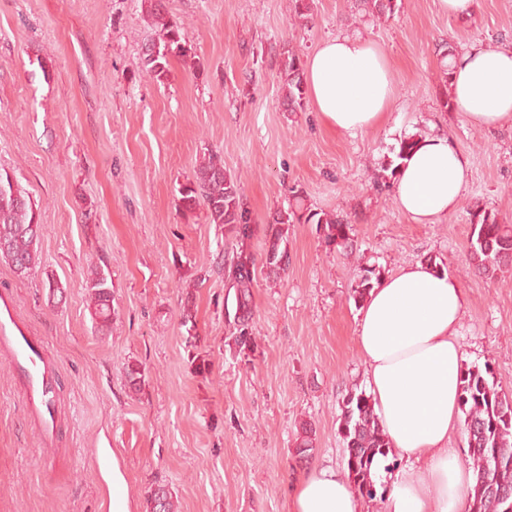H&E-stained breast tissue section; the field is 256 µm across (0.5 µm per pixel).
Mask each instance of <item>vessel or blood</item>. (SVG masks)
I'll return each mask as SVG.
<instances>
[{"mask_svg": "<svg viewBox=\"0 0 512 512\" xmlns=\"http://www.w3.org/2000/svg\"><path fill=\"white\" fill-rule=\"evenodd\" d=\"M0 355L25 391L31 418L44 440L55 435L56 381L54 363L42 344L19 320L11 303L0 306Z\"/></svg>", "mask_w": 512, "mask_h": 512, "instance_id": "1", "label": "vessel or blood"}]
</instances>
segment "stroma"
Listing matches in <instances>:
<instances>
[{
	"mask_svg": "<svg viewBox=\"0 0 512 512\" xmlns=\"http://www.w3.org/2000/svg\"><path fill=\"white\" fill-rule=\"evenodd\" d=\"M162 13L181 25L189 54L170 57L156 79L142 65L157 38L146 0H0V173L44 226L35 270L19 274L0 258V295L59 366L47 444L0 360V512H112L116 466L129 512H147L157 483L177 512H290L295 479L346 470L343 400L367 388L351 296L366 266L386 277L430 259L452 275L465 296L464 365H491L512 394V270L477 276L466 251L468 204L512 224V124L478 128L443 109L436 49L442 40L460 51L512 47V0H478L465 22L438 0H397L382 19L355 0H313L305 19L294 0H162ZM353 32L389 58L386 123L350 136L312 103L285 111L284 51L304 61ZM434 131L456 142L470 179L440 223L413 224L378 183L380 162L400 138ZM211 153L256 221L255 255L294 188L309 209L347 217L354 244L346 252L315 225H289L286 274L256 270L247 357L224 313V258L236 241L204 210L184 211L178 192ZM94 268L112 279L104 328L88 305ZM51 279L61 295L50 296ZM304 424L314 438L305 461L296 454Z\"/></svg>",
	"mask_w": 512,
	"mask_h": 512,
	"instance_id": "1",
	"label": "stroma"
}]
</instances>
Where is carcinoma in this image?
<instances>
[{"instance_id":"1","label":"carcinoma","mask_w":512,"mask_h":512,"mask_svg":"<svg viewBox=\"0 0 512 512\" xmlns=\"http://www.w3.org/2000/svg\"><path fill=\"white\" fill-rule=\"evenodd\" d=\"M363 6L374 15L381 16L395 10L394 0H363ZM150 14L158 26V43L146 47L144 67L155 77L164 74L170 55L187 54L182 41L181 27L167 21L155 4ZM284 81L287 87L288 111L302 108L305 95V77L298 56L287 52L283 60ZM415 137H407L389 149L390 156L381 163L382 185L396 177L399 161L413 149ZM182 208L192 212L200 207L207 211L209 222L227 228L239 248L224 261V272L229 287L234 289L236 329L234 341L239 352L253 350L252 337V284L255 278L256 258L246 247L253 235L252 217L243 203L236 182L224 173V162L208 158L197 169L194 178L179 188ZM292 203L288 212L278 214L266 226L267 247L262 265L276 272L288 270V251L282 247L286 241V225L295 221L317 225L323 239L332 245L348 248L352 240L348 235V221L325 212H312L302 207V191L291 189ZM471 232L468 237V254L475 270L486 276L512 266V224H504L498 213L479 206L472 207ZM42 225L35 220L30 199L14 189L10 178L0 176V256L7 258L13 267L22 272L36 264L34 244ZM381 280L380 272L371 267L360 269L356 288L352 289L356 303L364 301L372 288ZM89 302L98 324L105 327L112 321V287L100 270L92 272L88 283ZM459 407L464 415L468 448L476 475L475 484L467 494V512H512V396L498 390L492 368L485 365L463 370ZM340 433L346 444V470L355 491L373 496L372 465L377 457L386 458L391 452L390 443L372 402L365 393L350 392L344 401L340 418ZM312 430L302 428L296 453L302 459L312 455ZM150 512H176L171 491L158 484L148 495Z\"/></svg>"}]
</instances>
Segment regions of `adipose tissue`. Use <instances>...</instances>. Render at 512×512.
<instances>
[{
    "mask_svg": "<svg viewBox=\"0 0 512 512\" xmlns=\"http://www.w3.org/2000/svg\"><path fill=\"white\" fill-rule=\"evenodd\" d=\"M309 97L329 126L346 133L384 124L393 106L389 60L374 42L342 35L324 41L306 63ZM452 100L473 125L512 121V48L475 46L453 60ZM468 162L444 135L420 139L397 173L402 212L436 224L455 210ZM464 307L458 281L426 262L401 267L366 297L355 336L368 389L392 448L410 464L396 477L386 512H464L475 482L449 441L459 427L463 353L456 326ZM291 512H361L357 493L330 468L290 488Z\"/></svg>",
    "mask_w": 512,
    "mask_h": 512,
    "instance_id": "adipose-tissue-1",
    "label": "adipose tissue"
}]
</instances>
